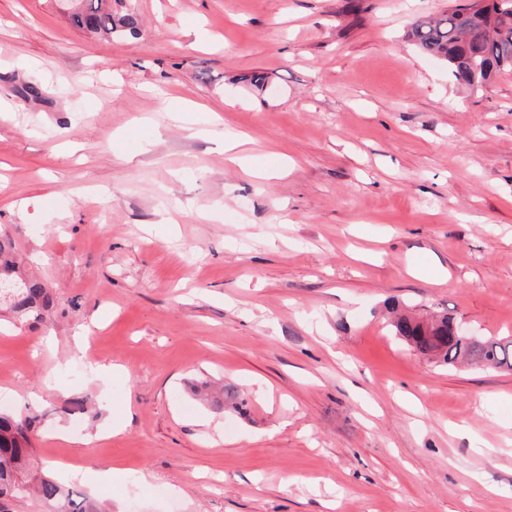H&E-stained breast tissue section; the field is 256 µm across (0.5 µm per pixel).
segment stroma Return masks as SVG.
<instances>
[{
  "instance_id": "obj_1",
  "label": "stroma",
  "mask_w": 512,
  "mask_h": 512,
  "mask_svg": "<svg viewBox=\"0 0 512 512\" xmlns=\"http://www.w3.org/2000/svg\"><path fill=\"white\" fill-rule=\"evenodd\" d=\"M469 2L112 0L108 42L0 0V230L54 299L0 317L35 467L113 470L69 483L106 512H512V372L386 327L512 337V73L474 94L407 39ZM458 323L447 310L435 314L428 323L402 315L390 326L395 339L440 366L471 364L486 370L512 371L511 336H478L476 341H471L453 332V325Z\"/></svg>"
}]
</instances>
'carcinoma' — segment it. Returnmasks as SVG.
I'll return each mask as SVG.
<instances>
[{"mask_svg": "<svg viewBox=\"0 0 512 512\" xmlns=\"http://www.w3.org/2000/svg\"><path fill=\"white\" fill-rule=\"evenodd\" d=\"M71 24L107 38L118 31L138 30L139 20L112 16V0H77ZM409 38L424 54L444 62L454 79L472 92L486 89L498 73L512 71V0H472L464 8L413 24ZM15 244L0 233V281L15 284L8 297L0 294V308L19 318L41 321L53 303L49 286L26 276L13 260ZM456 318L443 311L428 323L399 316L391 322L395 339L440 366L471 364L492 371H512V337H478L471 341L453 332ZM39 415L31 409L16 414L0 412V512L18 496L37 498L54 512H101L32 466L30 433Z\"/></svg>", "mask_w": 512, "mask_h": 512, "instance_id": "cac0c4a2", "label": "carcinoma"}]
</instances>
